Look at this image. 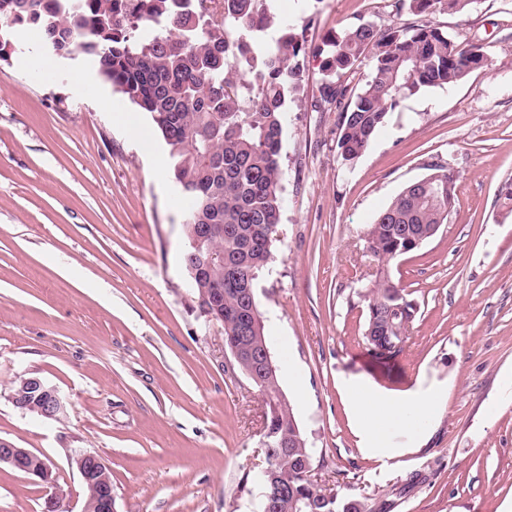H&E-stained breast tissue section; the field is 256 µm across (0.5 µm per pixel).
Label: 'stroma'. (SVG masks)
Instances as JSON below:
<instances>
[{"mask_svg": "<svg viewBox=\"0 0 512 512\" xmlns=\"http://www.w3.org/2000/svg\"><path fill=\"white\" fill-rule=\"evenodd\" d=\"M395 0H268L306 38L289 98L285 205L256 288L280 388L313 450L315 484L385 512H512V0L433 20L486 67L403 99L343 162L339 114L311 104L328 35L413 22ZM0 59V438L48 459L43 484L0 465V512H83L74 457L99 454L117 512H261L266 406L208 321L183 266L184 203L148 114L84 58L37 71ZM449 166L453 220L389 263L419 305L388 361L363 341L376 263L363 236L410 182ZM36 375L59 421L12 404ZM399 401L442 396L425 439L396 430L362 449L348 383ZM29 377H32V376H27V375L19 376L12 383L10 393L16 392L17 390H19L21 388L20 394L18 396L12 397L13 398L12 401H14L18 405L17 407L20 406L23 409L27 408V406H25V404L21 401L22 397L24 395L23 390L28 391V390H32V389L33 390L37 389V390H41L42 393H48L50 396V401L46 405H44L43 407H40V408L33 409V410L37 411V413L40 416L45 417V418H54L60 412L65 411L66 403L57 389L47 385L43 380L39 379L38 377H36L32 380L26 379ZM22 379H24V380H23L22 386H21Z\"/></svg>", "mask_w": 512, "mask_h": 512, "instance_id": "obj_1", "label": "stroma"}]
</instances>
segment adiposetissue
Segmentation results:
<instances>
[{
    "label": "adipose tissue",
    "mask_w": 512,
    "mask_h": 512,
    "mask_svg": "<svg viewBox=\"0 0 512 512\" xmlns=\"http://www.w3.org/2000/svg\"><path fill=\"white\" fill-rule=\"evenodd\" d=\"M441 396L435 391H423L407 402L393 404L371 391L357 392L354 409L361 424L359 438L364 447H373L381 431L387 429L416 428L424 431Z\"/></svg>",
    "instance_id": "adipose-tissue-1"
}]
</instances>
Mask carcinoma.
Returning a JSON list of instances; mask_svg holds the SVG:
<instances>
[{
  "mask_svg": "<svg viewBox=\"0 0 512 512\" xmlns=\"http://www.w3.org/2000/svg\"><path fill=\"white\" fill-rule=\"evenodd\" d=\"M477 0H397L419 17L381 29L360 23L324 41L318 110H339L337 148L353 162L384 126L399 101L427 88L464 80L488 66L479 45L461 46L432 21L438 11L462 13ZM0 56L36 34L43 49L61 58L72 52L91 59L98 74L148 114L161 134L171 170L187 201L183 265L203 314L221 305L224 346H270L254 290L273 261L285 199L281 163L286 100L298 89L302 42L280 24L275 44L257 33L276 24L267 0H0ZM371 72L352 96L347 80L360 58ZM448 170L428 187L407 185L369 224L368 252L377 260L364 294L368 317L364 343L378 358L399 353L419 311L397 287L385 262L418 250L436 225L448 223ZM211 235L193 245L203 228ZM224 256L218 263L212 255ZM267 406V422L287 448H275L279 495L262 512H373L369 504L310 481L313 452L283 395L279 375L254 383ZM87 503L112 492L96 482Z\"/></svg>",
  "mask_w": 512,
  "mask_h": 512,
  "instance_id": "carcinoma-1",
  "label": "carcinoma"
}]
</instances>
